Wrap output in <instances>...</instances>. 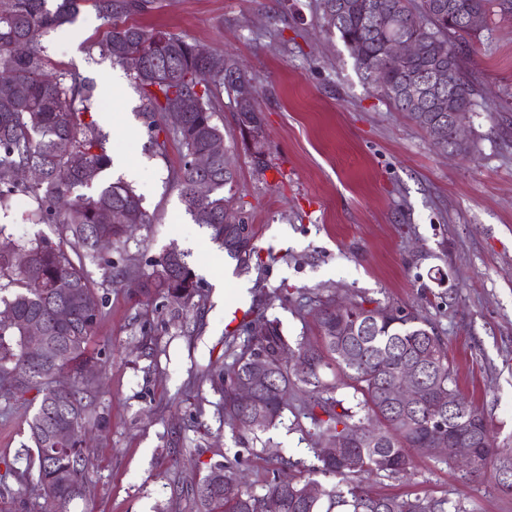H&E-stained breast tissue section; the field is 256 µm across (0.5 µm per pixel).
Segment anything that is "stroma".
Here are the masks:
<instances>
[{
    "label": "stroma",
    "mask_w": 512,
    "mask_h": 512,
    "mask_svg": "<svg viewBox=\"0 0 512 512\" xmlns=\"http://www.w3.org/2000/svg\"><path fill=\"white\" fill-rule=\"evenodd\" d=\"M134 21L235 55L256 85L261 133L239 126L226 90L216 93L214 116L236 163L232 205L255 251L238 262L186 212L167 183L180 148L170 144L164 158L147 150L129 72L87 50L105 25L84 0L74 36L41 38L46 70L97 86L120 76V103L95 102L112 158L97 183L128 182L151 221L103 249L102 264L85 266L104 301L91 340L102 384L73 512H195L189 490L216 465L235 463L259 495L281 460L314 465L309 425L293 413L258 443L224 423L211 377L228 362L226 337L249 336L232 317L238 309L278 320L293 342L317 340L326 298L421 313L447 346L458 392L483 412L497 446L512 448V19L491 16L461 45L479 96L472 151L454 158L363 82L319 0H154ZM40 237L57 239L56 226L30 223L12 202L0 208V246ZM172 247L187 253L198 279L185 308L138 291ZM280 288L287 301L276 297ZM39 400L34 390L18 402L0 398V512H45L25 424ZM409 454L411 476L374 475L366 490L416 493L459 512H512V492L493 480Z\"/></svg>",
    "instance_id": "stroma-1"
}]
</instances>
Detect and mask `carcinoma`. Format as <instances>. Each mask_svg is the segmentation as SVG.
I'll return each instance as SVG.
<instances>
[{
  "instance_id": "cac0c4a2",
  "label": "carcinoma",
  "mask_w": 512,
  "mask_h": 512,
  "mask_svg": "<svg viewBox=\"0 0 512 512\" xmlns=\"http://www.w3.org/2000/svg\"><path fill=\"white\" fill-rule=\"evenodd\" d=\"M80 2L59 0L50 9L47 0H0V69L13 74V83L0 84V204L18 193L30 195L37 207L28 220L54 224L59 230L57 242L36 239L13 243L9 251L0 248V303L14 316L13 322L0 324V396L17 401L33 389L41 395L27 425L37 454L36 487L45 497L47 512H71L73 502L83 496L89 464L80 434L93 418L95 383L86 381L85 373L99 372L89 344L103 298L88 280L83 261L99 258L98 238L119 242L126 236V225L149 223L141 196L121 181L90 195L68 198L73 189L92 186L72 166L73 158H81L96 175L110 166L111 158L96 122L85 120L93 87L74 73H45L36 43L39 37L72 22ZM333 2L320 0L323 17L329 28L339 33L364 82L379 88L391 106L426 131L440 112L428 98L409 106L400 95L405 77L450 67L457 86L453 106L474 111L475 85L455 47L456 41L473 30L460 19L475 12L485 18L495 13L512 16V0H350V8L332 20L328 10L334 9ZM92 3L107 31L90 48L130 72L141 97L139 117L152 152L166 157L171 139L181 148V164L169 170L171 187L178 191L194 223L209 228L214 242L225 235L224 251L231 253L236 241L234 235L224 233L230 204L224 189L232 186L233 180L224 170L234 163L220 156L201 171L194 158L224 137L214 122L212 97L218 88L233 95L239 111L249 116L250 127H260L251 78L228 53L222 54L223 69L207 74L209 51L180 36L126 22L146 12L151 0ZM391 37L418 40L420 54L400 63L387 60L383 42ZM436 41L448 44L450 59L437 58ZM176 99L185 100L186 112L181 126L175 128L164 119ZM30 165L40 168L41 177L27 184L16 172ZM66 245L77 260L69 256ZM16 251L29 255L28 266L20 268L14 263L12 253ZM157 266L141 283V292H159L174 304L187 305L197 293L198 280L185 254H164ZM61 280L71 284L66 294L57 288ZM60 309L69 312L62 322L55 319ZM318 316L316 345L292 344L278 321L257 318L251 336L221 377L224 420L234 426L240 418L241 428L255 437L263 434L281 423L286 409L283 390L296 388L303 394L302 415L317 442L342 437L353 429L364 436L338 456L327 455L323 448L312 449L319 465L286 483L275 476L260 496L243 486L236 468L220 464L194 490L196 512H332L341 506L349 507V512H446L443 500L418 495L373 497L357 481L362 475L409 473L413 463L405 448L426 454L448 438L446 431L435 432L438 420L461 436L474 438L490 432L485 416L453 388L444 340L427 318L390 306L368 308L362 301H351L346 316L339 319L336 303L327 301ZM32 321L41 323L53 336L60 350L56 362L35 364L26 357V326ZM290 356L304 358V367L288 366ZM259 357L269 366L268 382L259 386L254 404L245 409L238 404L236 385L250 377L253 359ZM331 361L350 378L354 393L361 394L355 404L345 405L336 395V385L323 380L321 369ZM406 367L417 369L421 397L412 406L394 409L384 394L389 380ZM59 371L68 372L73 385L69 405L55 410L54 379ZM450 399L461 406L452 417L448 416ZM256 416L265 424L253 428L247 421ZM63 431L70 432V441L60 444L54 434ZM504 468L512 469V449L485 441L475 449L467 473L472 477L488 475L511 491L512 481L505 484L498 479ZM316 474L334 477L337 482L308 498L304 489L318 483Z\"/></svg>"
}]
</instances>
